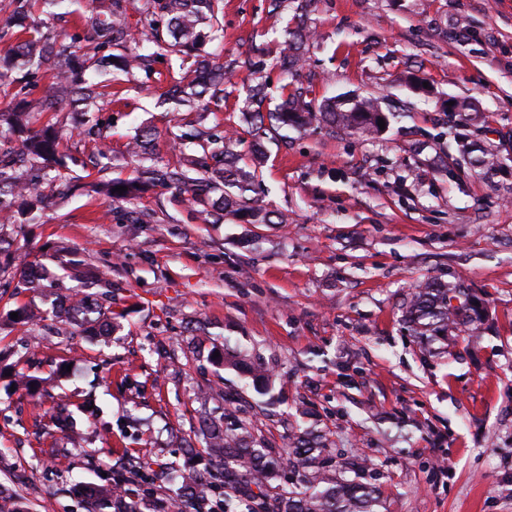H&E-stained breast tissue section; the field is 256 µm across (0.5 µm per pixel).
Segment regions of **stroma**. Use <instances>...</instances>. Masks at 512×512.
I'll return each mask as SVG.
<instances>
[{
  "instance_id": "stroma-1",
  "label": "stroma",
  "mask_w": 512,
  "mask_h": 512,
  "mask_svg": "<svg viewBox=\"0 0 512 512\" xmlns=\"http://www.w3.org/2000/svg\"><path fill=\"white\" fill-rule=\"evenodd\" d=\"M268 5L224 0V40L207 51L275 63L296 4L279 24ZM306 24L305 62L271 71L272 97L285 82L316 104L376 96L388 124L261 142L259 203L282 223H204L159 188L132 204L85 191L49 204L42 223L0 230L44 254L52 277L69 259L111 268L117 323L109 336H57L52 320H13L45 291L0 275V488L25 512H86L77 488L106 484L130 448L142 466L125 497L156 512L183 492L155 470L183 465L205 417L277 451L297 430L319 435L326 455L361 463L383 512H512V0H310ZM175 65L113 77L96 114L109 178L132 176L126 145L145 127L159 160L189 154L172 139L181 113L157 103ZM247 80L235 70L225 110L200 119L246 158L258 142L234 107ZM462 100L473 119L449 130L448 104ZM487 153L495 166H473ZM431 280L482 298L477 337L427 344L408 331L402 305ZM215 351L266 366L269 392L213 364ZM22 372L66 400L72 434L47 433L43 409L12 391Z\"/></svg>"
}]
</instances>
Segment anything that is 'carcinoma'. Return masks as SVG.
Returning <instances> with one entry per match:
<instances>
[{"instance_id":"cac0c4a2","label":"carcinoma","mask_w":512,"mask_h":512,"mask_svg":"<svg viewBox=\"0 0 512 512\" xmlns=\"http://www.w3.org/2000/svg\"><path fill=\"white\" fill-rule=\"evenodd\" d=\"M75 2L13 0L16 13L31 17L32 22L20 25V30L12 33L14 44L9 52L0 54V83L10 78L12 72L33 66L52 82L50 94L36 108L0 112V129L22 134L18 149L0 147L1 227L39 223L52 197L65 196L77 188L75 180L64 172V129L57 122L42 121V116L59 111V105L65 102L95 106L108 88L101 76L112 72L132 76L138 71L149 75L156 59L175 56L180 63L178 70L169 72L166 79L167 101L185 106L189 112H210L224 105V60L204 50L206 41L223 34L220 16L224 0H144L142 13L147 27L141 35L151 44L152 52L148 54L137 47L135 33L126 23L132 0H90L95 21L87 40L94 43V48L81 56L56 47L42 33L43 22L33 18L43 7L71 15L70 6ZM307 40L302 22L287 29L276 61L281 72L302 66ZM237 66L254 75L238 111L258 133L266 132L267 119L274 122V131L306 127L315 120L361 134L380 131L378 120L385 115L378 99L371 96L341 95L315 109L307 100L306 91L299 87L290 89L285 84L283 89L287 93L280 104L265 113L262 105L267 97V80L260 76L265 63L247 57ZM173 138L194 146L196 155L190 158L189 165L158 164L153 146L155 134L146 129L129 145V153L145 165L131 179H101L91 184L92 189L108 198L131 203L149 190L165 187L178 195H189L196 214L205 221L221 214L243 224L272 223L270 212L247 196L257 179V159H252L250 165L241 163L234 140L212 129L202 130L191 124L187 130L173 134ZM192 171L200 176H190ZM116 186H125L127 190L119 194L114 191ZM68 268V279L81 284V289L75 291L59 278L50 284L58 292H75L77 299L71 312L59 317L56 334L71 336L78 328L100 322L112 328V318L92 304V293L88 292L90 287H112V268L89 273L76 260L69 261ZM482 315L483 306L469 297V289L444 283L415 287L404 312L405 322L414 335L446 342L461 331L476 332ZM201 433L210 457L209 467L200 470L186 466L172 474V481L191 491L195 512H207L213 498L220 494L230 498L240 488L251 486L258 492L251 494L248 512H381L377 490L359 477L349 476L354 462L342 458L336 462V475L325 473L324 465L332 459L323 456L324 448L309 438L306 430L294 438L284 456L293 468L312 472L306 480L307 490L280 493L272 500L264 487L281 464L275 451L256 447V441L243 429L226 431L205 421ZM86 498L87 512H101L108 504L114 512H136L133 504L125 502L108 485L89 490Z\"/></svg>"}]
</instances>
